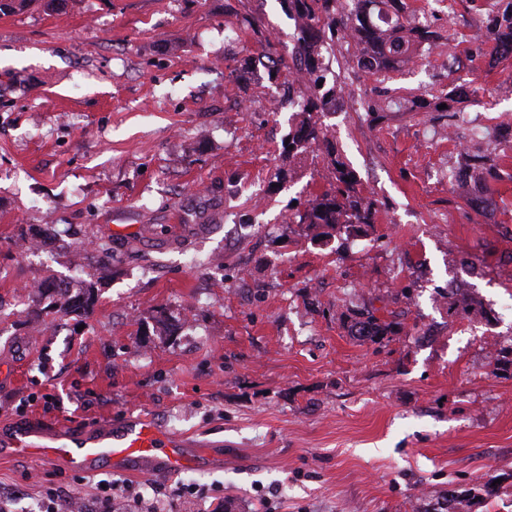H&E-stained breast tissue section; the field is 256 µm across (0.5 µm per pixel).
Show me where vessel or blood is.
<instances>
[{"mask_svg":"<svg viewBox=\"0 0 512 512\" xmlns=\"http://www.w3.org/2000/svg\"><path fill=\"white\" fill-rule=\"evenodd\" d=\"M12 448L56 458L73 469H85L101 460L125 463L135 471L167 476L190 464L183 440L169 436L147 419L103 421L73 430L60 425L54 430H32L12 439Z\"/></svg>","mask_w":512,"mask_h":512,"instance_id":"b4317fda","label":"vessel or blood"}]
</instances>
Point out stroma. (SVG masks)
<instances>
[{"instance_id": "stroma-1", "label": "stroma", "mask_w": 512, "mask_h": 512, "mask_svg": "<svg viewBox=\"0 0 512 512\" xmlns=\"http://www.w3.org/2000/svg\"><path fill=\"white\" fill-rule=\"evenodd\" d=\"M452 31L377 82L337 45L322 121L377 203L322 238L296 223L335 182L289 153L300 117L271 79L295 20L283 0H33L0 14V437L143 414L191 439L174 477L0 454V507L114 512H433L488 479L471 512H512V55L467 64L484 0H406ZM270 37L263 51L253 31ZM465 91L496 135L493 202L448 182L487 141L435 112L361 110L365 91ZM52 224L41 251L23 234ZM110 241L101 259L81 243ZM94 283L83 318L36 314L25 284ZM400 323L373 344L353 309ZM166 325H159V316Z\"/></svg>"}]
</instances>
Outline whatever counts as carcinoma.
Masks as SVG:
<instances>
[{
    "mask_svg": "<svg viewBox=\"0 0 512 512\" xmlns=\"http://www.w3.org/2000/svg\"><path fill=\"white\" fill-rule=\"evenodd\" d=\"M288 10L296 24L292 35L291 58L304 63L310 76L307 94L298 102L302 120L295 132L288 134L294 151L305 152L315 147L329 159L336 171V187L313 199L299 215L298 223L329 231L354 224H371L375 210L373 204L355 191V174L336 159V143L328 137L320 115L335 105L339 87L327 84L320 74L322 49L351 40L357 46L355 55L359 70L381 75L413 59H421L432 46L444 40L442 31L433 25L415 23L403 0H286ZM500 0L488 2V32L497 49L512 55V0L499 7ZM472 168L484 174L486 202L492 201L493 189L489 182L495 179L497 156L474 154L468 158ZM48 300L46 309L63 316H82L94 305L95 288L84 284L77 289L62 288L48 282L41 289ZM352 330L356 335L377 343L396 332V325L383 322L370 313L354 311Z\"/></svg>",
    "mask_w": 512,
    "mask_h": 512,
    "instance_id": "obj_1",
    "label": "carcinoma"
}]
</instances>
